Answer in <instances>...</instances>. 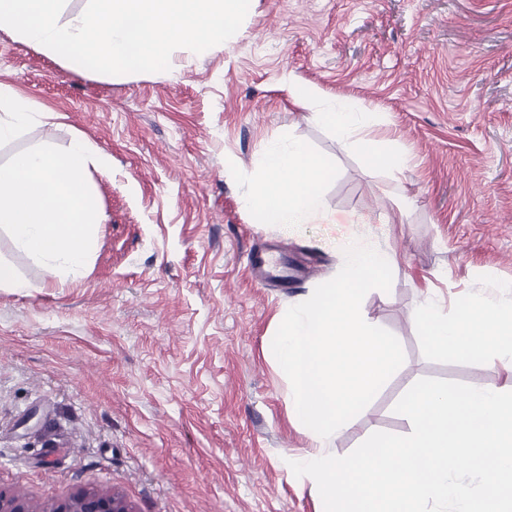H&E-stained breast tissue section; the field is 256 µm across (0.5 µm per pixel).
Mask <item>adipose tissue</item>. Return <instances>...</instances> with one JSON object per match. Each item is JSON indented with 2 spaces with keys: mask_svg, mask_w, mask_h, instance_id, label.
<instances>
[{
  "mask_svg": "<svg viewBox=\"0 0 512 512\" xmlns=\"http://www.w3.org/2000/svg\"><path fill=\"white\" fill-rule=\"evenodd\" d=\"M327 170L305 145L291 141L271 147L264 177L243 201L265 224H307L323 209L319 187ZM425 334L433 347L473 354H491L497 367L512 374V313L497 306H466L448 317L441 306L427 304Z\"/></svg>",
  "mask_w": 512,
  "mask_h": 512,
  "instance_id": "adipose-tissue-1",
  "label": "adipose tissue"
}]
</instances>
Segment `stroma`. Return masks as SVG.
Returning <instances> with one entry per match:
<instances>
[{
  "mask_svg": "<svg viewBox=\"0 0 512 512\" xmlns=\"http://www.w3.org/2000/svg\"><path fill=\"white\" fill-rule=\"evenodd\" d=\"M2 88L53 118L1 142L0 163L83 140L104 219L65 281L0 235L32 284L0 289V491L39 507L100 490L134 512H317L291 462L409 434L394 406L419 379L512 389L488 356L434 350L418 315L428 300L512 309V0H250L224 45L122 75L71 69L2 26ZM344 103L375 114L362 136L403 171L316 120ZM291 140L328 169L325 214L260 223L242 201ZM354 241L397 254L390 290L361 308L405 362L319 440L294 425L265 346ZM264 246L309 264L298 287L254 285L246 255ZM361 144L366 158L373 164H383L387 167L401 170L404 167V159L398 153H382L377 143L371 139H362Z\"/></svg>",
  "mask_w": 512,
  "mask_h": 512,
  "instance_id": "35a3bbf8",
  "label": "stroma"
}]
</instances>
